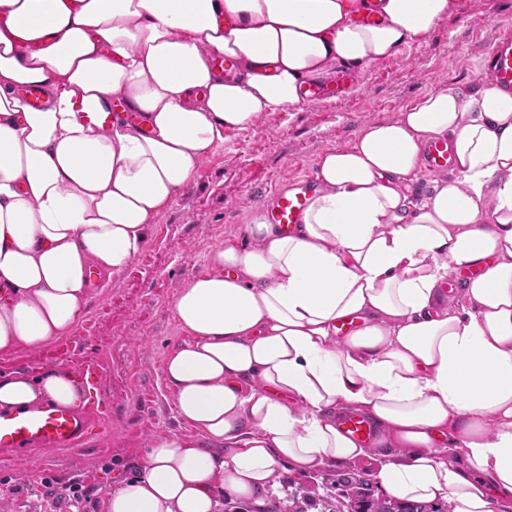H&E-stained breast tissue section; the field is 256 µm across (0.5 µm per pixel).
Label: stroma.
I'll return each instance as SVG.
<instances>
[{
	"label": "stroma",
	"mask_w": 512,
	"mask_h": 512,
	"mask_svg": "<svg viewBox=\"0 0 512 512\" xmlns=\"http://www.w3.org/2000/svg\"><path fill=\"white\" fill-rule=\"evenodd\" d=\"M512 35V0H449L447 13L393 56L363 71L345 99L284 108L256 126L228 129L193 182L158 212L140 252L110 288L93 296L63 343L65 370L94 375L108 412L87 446L51 448L26 460L0 454V512H49L43 481L95 487L94 512L153 441L196 436L177 416L163 380L167 354L186 339L176 314L180 291L207 271L216 245L247 248V226L281 185L317 171L330 148L353 144L375 122L392 121L446 86L477 89L495 40Z\"/></svg>",
	"instance_id": "obj_1"
}]
</instances>
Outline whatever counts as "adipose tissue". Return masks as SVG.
<instances>
[{"instance_id": "1", "label": "adipose tissue", "mask_w": 512, "mask_h": 512, "mask_svg": "<svg viewBox=\"0 0 512 512\" xmlns=\"http://www.w3.org/2000/svg\"><path fill=\"white\" fill-rule=\"evenodd\" d=\"M0 0V353L66 335L228 129L302 105L310 80L396 54L448 0ZM235 70L211 67L213 55ZM35 85L30 108L20 87ZM123 99L136 121L101 125ZM457 175L414 203L426 142ZM288 233L254 215L179 293L164 363L195 440L154 442L107 512H218L279 474L365 467L383 491L512 512V96L444 87L326 150ZM464 284L471 310L441 283ZM359 327L343 336L342 323ZM69 372H0V407L75 408ZM361 412L367 446L338 425Z\"/></svg>"}]
</instances>
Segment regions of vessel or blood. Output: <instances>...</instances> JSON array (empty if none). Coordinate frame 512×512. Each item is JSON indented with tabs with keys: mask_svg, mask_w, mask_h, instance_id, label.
<instances>
[{
	"mask_svg": "<svg viewBox=\"0 0 512 512\" xmlns=\"http://www.w3.org/2000/svg\"><path fill=\"white\" fill-rule=\"evenodd\" d=\"M489 83L498 91L512 95V37L496 40L488 56ZM359 76L351 68L336 71L332 79L307 82L301 96L315 102L345 97ZM423 161L432 171L452 172L454 159L447 140L429 141L423 151ZM319 185L317 175L276 189L264 214L267 223L281 231H290L300 224L309 201ZM89 395L81 409L51 407L45 410H0V452L24 454L47 448H76L88 437L91 425L100 416L105 404L96 393L93 379H86ZM339 425L350 438L360 443L375 437L373 423L364 415L351 413L341 417Z\"/></svg>",
	"mask_w": 512,
	"mask_h": 512,
	"instance_id": "1",
	"label": "vessel or blood"
}]
</instances>
